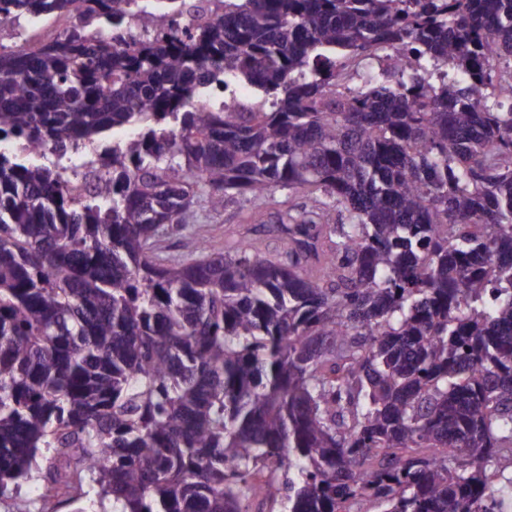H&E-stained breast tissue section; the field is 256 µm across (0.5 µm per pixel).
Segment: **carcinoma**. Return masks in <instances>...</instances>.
<instances>
[{"label":"carcinoma","instance_id":"cac0c4a2","mask_svg":"<svg viewBox=\"0 0 512 512\" xmlns=\"http://www.w3.org/2000/svg\"><path fill=\"white\" fill-rule=\"evenodd\" d=\"M197 10L0 0L78 19L0 50V142L128 132L85 187L0 153V492L41 455L117 512H512V0ZM223 76L257 100L193 105ZM192 186L313 205L212 256Z\"/></svg>","mask_w":512,"mask_h":512}]
</instances>
